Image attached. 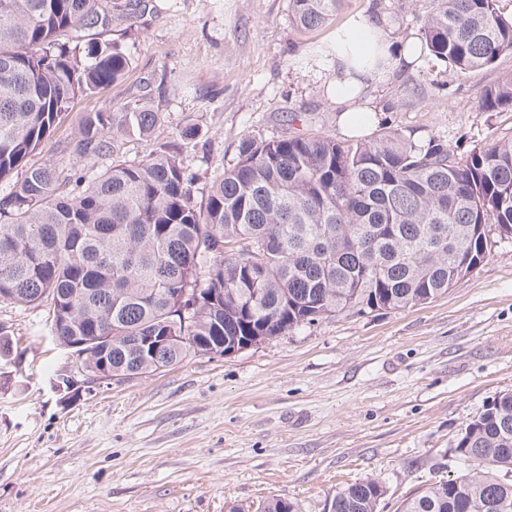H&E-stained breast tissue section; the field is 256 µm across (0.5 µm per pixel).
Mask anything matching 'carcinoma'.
<instances>
[{
  "label": "carcinoma",
  "instance_id": "obj_1",
  "mask_svg": "<svg viewBox=\"0 0 512 512\" xmlns=\"http://www.w3.org/2000/svg\"><path fill=\"white\" fill-rule=\"evenodd\" d=\"M302 31L331 23L345 0H289ZM152 0H0V299L44 306L58 337H112V375L156 372L128 336L169 320L168 288L199 290L189 342L166 366L235 336H279L354 311L396 310L448 292L489 247L488 224L512 230V137L464 158L431 138L388 127L339 142L309 134L245 139L238 160L196 196L199 176L161 145L145 159L114 156V135L146 141L160 120L146 97L117 118L87 112L72 153L105 158L75 169L61 190L52 164L28 157L69 103L121 81L131 59L116 42L81 44L134 23ZM419 55L456 74L512 54V16L499 0H435ZM481 107L512 109V75ZM463 473L429 484L400 512H512V391L500 392L460 434ZM387 489L366 478L336 490L328 512H376Z\"/></svg>",
  "mask_w": 512,
  "mask_h": 512
}]
</instances>
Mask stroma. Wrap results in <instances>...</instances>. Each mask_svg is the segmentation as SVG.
Instances as JSON below:
<instances>
[{
  "label": "stroma",
  "instance_id": "obj_1",
  "mask_svg": "<svg viewBox=\"0 0 512 512\" xmlns=\"http://www.w3.org/2000/svg\"><path fill=\"white\" fill-rule=\"evenodd\" d=\"M434 0H347L333 25L300 32L289 0H154L133 26L114 27L132 68L120 83L76 97L28 159L95 171L70 143L87 112H122L148 87L162 121L150 141L120 142L127 160L170 144L204 182L253 138L322 133L342 139L325 94L326 50L338 24L383 15L400 45L421 40ZM512 74H450L419 57L368 92L379 119L458 156L512 135V111L488 112L483 90ZM198 126L201 137L182 138ZM17 351L0 360V512H261L285 496L295 512H324L328 495L365 478L397 512L455 470L456 439L512 390V239L434 302L345 312L234 355H191L150 375L83 389L54 386L75 361L50 333L45 308L0 301Z\"/></svg>",
  "mask_w": 512,
  "mask_h": 512
}]
</instances>
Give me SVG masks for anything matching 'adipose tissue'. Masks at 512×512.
Listing matches in <instances>:
<instances>
[{
    "label": "adipose tissue",
    "mask_w": 512,
    "mask_h": 512,
    "mask_svg": "<svg viewBox=\"0 0 512 512\" xmlns=\"http://www.w3.org/2000/svg\"><path fill=\"white\" fill-rule=\"evenodd\" d=\"M407 57V48L390 39L381 18L354 16L337 30L328 60L335 73L328 95L345 131L357 133L379 120L382 108L366 90L380 70H391Z\"/></svg>",
    "instance_id": "1"
}]
</instances>
